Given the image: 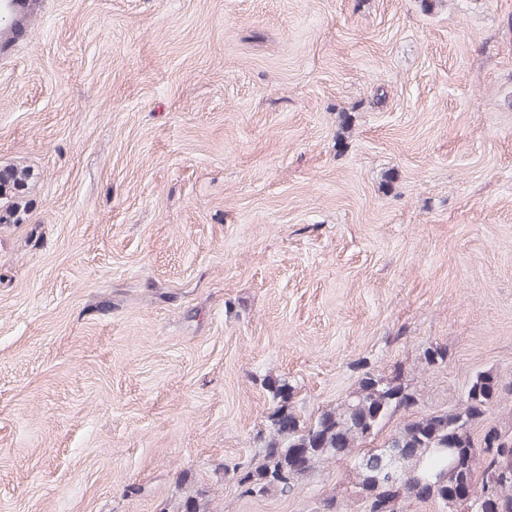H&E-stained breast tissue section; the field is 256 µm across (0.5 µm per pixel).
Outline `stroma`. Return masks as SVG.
I'll return each mask as SVG.
<instances>
[{
	"label": "stroma",
	"instance_id": "stroma-1",
	"mask_svg": "<svg viewBox=\"0 0 512 512\" xmlns=\"http://www.w3.org/2000/svg\"><path fill=\"white\" fill-rule=\"evenodd\" d=\"M19 164L0 512H320L349 460L224 476L264 379L308 421L401 375L389 432L512 382V0H38L0 52Z\"/></svg>",
	"mask_w": 512,
	"mask_h": 512
}]
</instances>
